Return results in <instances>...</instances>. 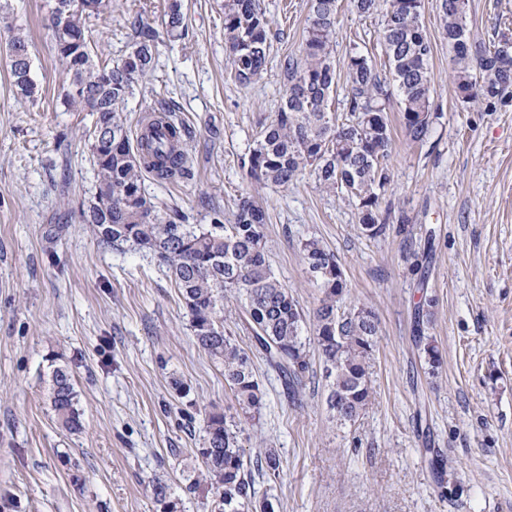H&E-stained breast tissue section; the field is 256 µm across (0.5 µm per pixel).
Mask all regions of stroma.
<instances>
[{"label":"stroma","instance_id":"1","mask_svg":"<svg viewBox=\"0 0 512 512\" xmlns=\"http://www.w3.org/2000/svg\"><path fill=\"white\" fill-rule=\"evenodd\" d=\"M167 4L113 0L89 22L102 60L125 54L135 22L159 33L155 68L121 110L134 127L169 102L188 129L194 177L145 174L155 213L210 224L253 194L267 215L271 267L304 314L319 290L302 244L316 238L341 263L349 304L371 306L379 320L372 395L354 425L331 422L318 353L297 405L257 361L265 401L244 448L277 449L284 468L279 482L257 483L258 493L275 498L276 512H512V95L492 107L458 100L436 0H424L439 117L415 144L390 103L392 182L382 205L404 212L411 233L371 239L354 207L312 176L259 192L242 166L260 121L281 103L282 64L299 50L308 0H259L270 55L246 87L228 74L224 0H182L186 31L177 39L162 20ZM52 6L0 0V33L27 36L37 87L35 98L20 95L0 48V512H165L152 492L157 479L179 512H211L210 486L187 491L186 476L201 468L206 413L238 407L222 369L195 344L169 269L147 251L101 245L80 216L98 185L88 141L96 117L60 101ZM339 19L337 62L355 48L387 74L380 15L344 7ZM468 23L474 39L512 38V0H469ZM429 233V258L409 271L406 251L422 250ZM423 296L425 333L443 354L434 370L414 341L413 305ZM58 366L75 382L78 434L51 406ZM434 450L455 469L453 494L440 492Z\"/></svg>","mask_w":512,"mask_h":512}]
</instances>
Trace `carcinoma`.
<instances>
[{"mask_svg": "<svg viewBox=\"0 0 512 512\" xmlns=\"http://www.w3.org/2000/svg\"><path fill=\"white\" fill-rule=\"evenodd\" d=\"M69 4L63 28L53 30V48L65 78L61 103L68 109L96 114L91 152L98 187L93 199L80 203L84 221L94 226L100 241L116 248L146 249L166 266L191 315V330L199 348L224 370L243 417L214 409L202 426V478L218 497V512H275L271 499L258 498L253 472L275 482L283 463L273 448L251 458L241 442L244 424L264 405L265 392L257 376L254 352L277 373L288 396L305 386L315 344L328 384L326 404L339 425L356 423L372 393L370 362L379 323L372 308L346 307L347 282L336 255L321 241L302 245L306 269L321 291L313 314L312 336L304 335V315L297 300L275 276L266 258V212L252 196L239 199L232 219L192 227L154 213L144 190V173L162 180L191 176L183 149V124L167 118L164 132L131 137L120 105L133 95L136 84L154 69L157 31L144 25L136 40L115 63H95L87 22L112 6V0H56ZM451 14L439 11L443 39L448 41L451 79L460 102L482 100L487 106L512 87V57H502L494 42L464 40L467 0ZM360 17L382 14L381 38L390 75H381L369 57L351 50L346 67L347 111H331L336 93V31L339 0H309L308 23L299 55L284 61L283 103L253 140L243 166L257 189L284 188L304 174L320 188L355 207L361 232L374 238L384 233L391 209L381 210L391 182L387 158L391 131L387 106L396 88L407 136L428 139L439 118L432 99L430 60L433 45L422 22L423 0H350ZM165 25L174 33L183 27L179 0H171ZM270 19L257 0H224V38L231 74L242 86L254 83L270 53ZM10 76L20 94L34 97L32 59L23 33L11 32L7 42ZM80 92H73V88ZM112 126V150L103 151L97 136ZM112 196V208L99 204ZM235 297L243 310L242 323L252 334L255 350H246L224 334V299ZM425 302L415 306L416 345L425 363L435 370L442 354L435 340L424 335ZM51 404L58 422L79 433L83 424L77 408L74 380L67 368L52 375Z\"/></svg>", "mask_w": 512, "mask_h": 512, "instance_id": "obj_1", "label": "carcinoma"}]
</instances>
